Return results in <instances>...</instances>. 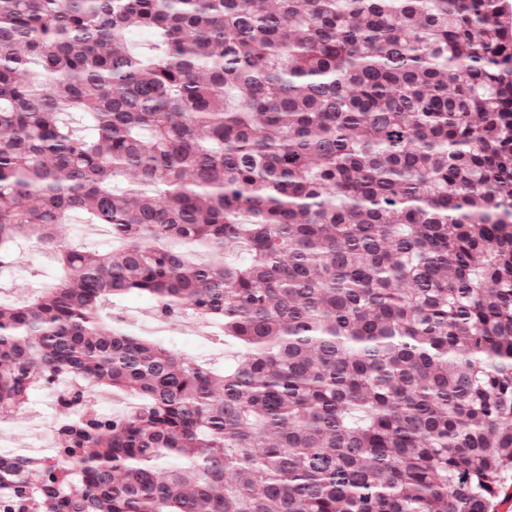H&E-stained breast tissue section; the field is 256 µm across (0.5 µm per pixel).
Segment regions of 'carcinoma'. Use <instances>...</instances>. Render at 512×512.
Segmentation results:
<instances>
[{
  "label": "carcinoma",
  "instance_id": "cac0c4a2",
  "mask_svg": "<svg viewBox=\"0 0 512 512\" xmlns=\"http://www.w3.org/2000/svg\"><path fill=\"white\" fill-rule=\"evenodd\" d=\"M27 241L58 273L0 299V410L58 418L0 512H487L512 474L499 0H0V272ZM131 292L237 364L112 327ZM92 226L81 224L79 219H76L74 224H63L60 228L62 238L77 240L99 250H107L110 239L106 235L93 233Z\"/></svg>",
  "mask_w": 512,
  "mask_h": 512
}]
</instances>
